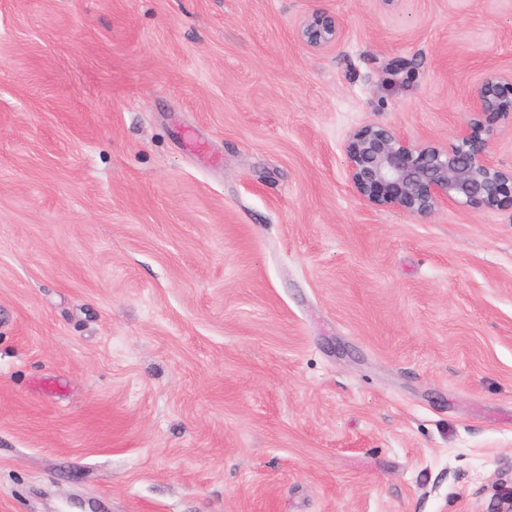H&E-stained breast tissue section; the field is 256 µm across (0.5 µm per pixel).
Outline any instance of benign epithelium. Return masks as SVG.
Returning <instances> with one entry per match:
<instances>
[{
	"label": "benign epithelium",
	"mask_w": 512,
	"mask_h": 512,
	"mask_svg": "<svg viewBox=\"0 0 512 512\" xmlns=\"http://www.w3.org/2000/svg\"><path fill=\"white\" fill-rule=\"evenodd\" d=\"M339 21L324 13L304 19L300 42L319 50L336 44ZM512 126V74L494 72L482 81L469 106V119L442 145L414 142L394 129L366 125L343 146L348 175L356 193L373 206L428 217L450 202L474 213L512 203V170L490 159L498 124ZM487 512H512V466L500 482L484 490Z\"/></svg>",
	"instance_id": "1"
}]
</instances>
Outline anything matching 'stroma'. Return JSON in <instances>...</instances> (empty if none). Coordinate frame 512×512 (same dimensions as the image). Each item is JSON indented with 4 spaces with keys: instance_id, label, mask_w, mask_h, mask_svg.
<instances>
[{
    "instance_id": "obj_1",
    "label": "stroma",
    "mask_w": 512,
    "mask_h": 512,
    "mask_svg": "<svg viewBox=\"0 0 512 512\" xmlns=\"http://www.w3.org/2000/svg\"><path fill=\"white\" fill-rule=\"evenodd\" d=\"M492 71L512 0H0V512H480L512 208L371 206L343 145ZM340 34L341 26L336 17L324 13L309 15L298 30L300 42L313 50L335 45Z\"/></svg>"
}]
</instances>
